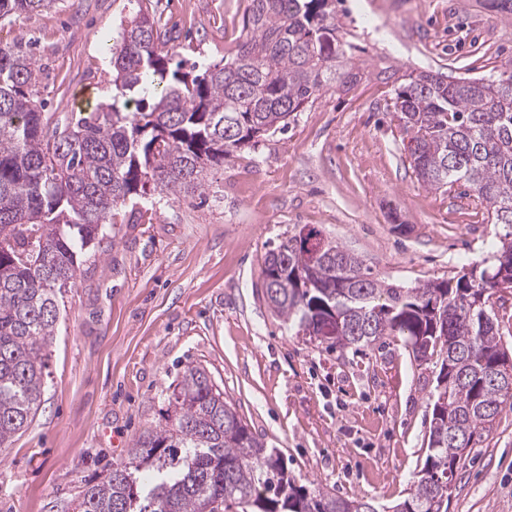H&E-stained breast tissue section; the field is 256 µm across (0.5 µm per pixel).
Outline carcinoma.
Returning <instances> with one entry per match:
<instances>
[{"label":"carcinoma","mask_w":512,"mask_h":512,"mask_svg":"<svg viewBox=\"0 0 512 512\" xmlns=\"http://www.w3.org/2000/svg\"><path fill=\"white\" fill-rule=\"evenodd\" d=\"M54 0H0V21ZM110 48L112 102L43 111L32 59L0 46V447L24 431L45 388L58 296L75 285L109 215L205 193L207 171L331 88H351L352 46L336 0H251L243 36L219 63L174 60L171 32L144 5ZM394 117L417 179L462 182L507 231L492 255L455 280L405 288L321 231L303 227L269 249L268 306L327 348L401 336L414 360L438 357L425 460L408 497L374 503L299 484L224 400L201 366L184 370L165 427L130 461L80 492L76 512H448L464 454L512 400V360L493 297L512 288V66L480 78L420 72L395 88Z\"/></svg>","instance_id":"obj_1"}]
</instances>
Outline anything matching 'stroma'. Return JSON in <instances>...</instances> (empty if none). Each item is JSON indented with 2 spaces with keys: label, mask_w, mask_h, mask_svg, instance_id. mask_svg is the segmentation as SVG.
<instances>
[{
  "label": "stroma",
  "mask_w": 512,
  "mask_h": 512,
  "mask_svg": "<svg viewBox=\"0 0 512 512\" xmlns=\"http://www.w3.org/2000/svg\"><path fill=\"white\" fill-rule=\"evenodd\" d=\"M249 0H153L182 57L223 59ZM128 0H56L11 16L32 44L49 112L84 88L112 99L110 47ZM357 82L332 89L211 172L203 196L122 211L92 247L48 348L44 400L0 448V512H72L85 483L126 463L164 426L170 388L203 366L227 402L300 483L389 507L425 458L436 385L401 337L329 349L295 335L261 296L264 255L319 228L388 282L459 277L492 251L500 225L454 189L422 185L393 116L409 73L481 77L512 63L501 0H340ZM448 512H512V405L454 476Z\"/></svg>",
  "instance_id": "35a3bbf8"
}]
</instances>
